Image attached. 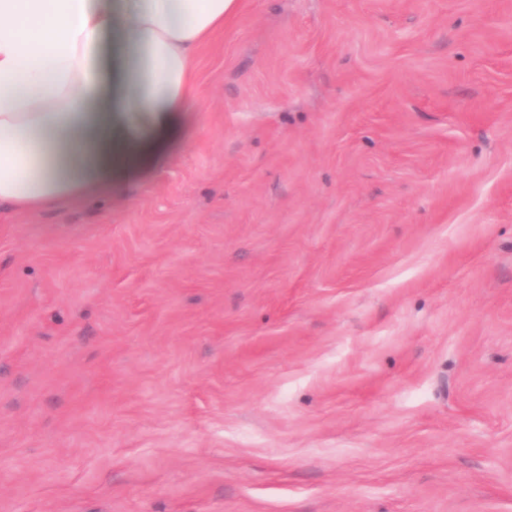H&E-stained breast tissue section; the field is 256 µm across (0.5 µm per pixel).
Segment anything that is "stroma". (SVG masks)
I'll return each instance as SVG.
<instances>
[{
	"label": "stroma",
	"instance_id": "obj_1",
	"mask_svg": "<svg viewBox=\"0 0 512 512\" xmlns=\"http://www.w3.org/2000/svg\"><path fill=\"white\" fill-rule=\"evenodd\" d=\"M194 71L0 206V512H512V0H241Z\"/></svg>",
	"mask_w": 512,
	"mask_h": 512
}]
</instances>
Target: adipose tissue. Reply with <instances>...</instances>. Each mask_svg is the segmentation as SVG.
I'll use <instances>...</instances> for the list:
<instances>
[{
    "instance_id": "ef3b65f1",
    "label": "adipose tissue",
    "mask_w": 512,
    "mask_h": 512,
    "mask_svg": "<svg viewBox=\"0 0 512 512\" xmlns=\"http://www.w3.org/2000/svg\"><path fill=\"white\" fill-rule=\"evenodd\" d=\"M240 0H132L126 36L142 64L110 63L106 0H0V204L76 202L142 168L151 136L193 107V59ZM151 117L149 134L128 121Z\"/></svg>"
}]
</instances>
